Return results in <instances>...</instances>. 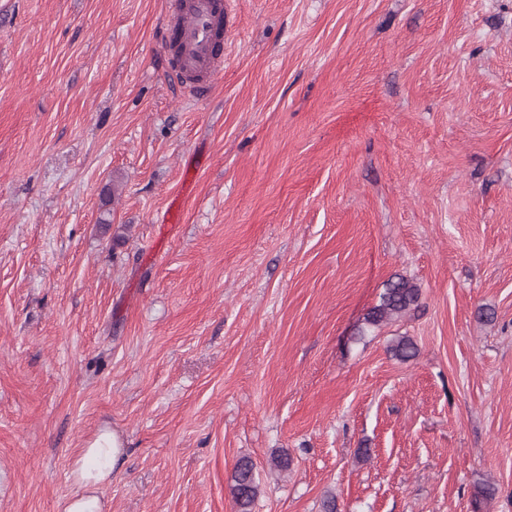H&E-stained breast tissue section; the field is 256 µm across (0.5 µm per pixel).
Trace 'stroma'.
I'll return each instance as SVG.
<instances>
[{
  "label": "stroma",
  "mask_w": 512,
  "mask_h": 512,
  "mask_svg": "<svg viewBox=\"0 0 512 512\" xmlns=\"http://www.w3.org/2000/svg\"><path fill=\"white\" fill-rule=\"evenodd\" d=\"M225 2L0 0V512H512V0ZM175 38L176 76L193 93L212 85L224 70V0H169ZM420 290L403 276L391 281L380 297L379 303L367 313L365 323L378 327L400 318L418 306ZM124 444L115 431L104 430L91 440L75 460L72 476L78 487L65 512H103L97 488L112 476ZM259 474L255 464L249 459L240 460L234 470L232 493L240 512H250L259 493Z\"/></svg>",
  "instance_id": "1"
}]
</instances>
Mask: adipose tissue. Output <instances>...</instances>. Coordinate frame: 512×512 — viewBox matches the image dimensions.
<instances>
[{
  "label": "adipose tissue",
  "instance_id": "ef3b65f1",
  "mask_svg": "<svg viewBox=\"0 0 512 512\" xmlns=\"http://www.w3.org/2000/svg\"><path fill=\"white\" fill-rule=\"evenodd\" d=\"M124 444L116 432H100L75 460L72 476L78 487L65 512H103L104 505L96 491L109 480L122 454Z\"/></svg>",
  "mask_w": 512,
  "mask_h": 512
}]
</instances>
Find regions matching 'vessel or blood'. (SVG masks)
I'll list each match as a JSON object with an SVG mask.
<instances>
[{"instance_id":"b4317fda","label":"vessel or blood","mask_w":512,"mask_h":512,"mask_svg":"<svg viewBox=\"0 0 512 512\" xmlns=\"http://www.w3.org/2000/svg\"><path fill=\"white\" fill-rule=\"evenodd\" d=\"M176 75L190 91L212 85L224 69V0H168Z\"/></svg>"}]
</instances>
